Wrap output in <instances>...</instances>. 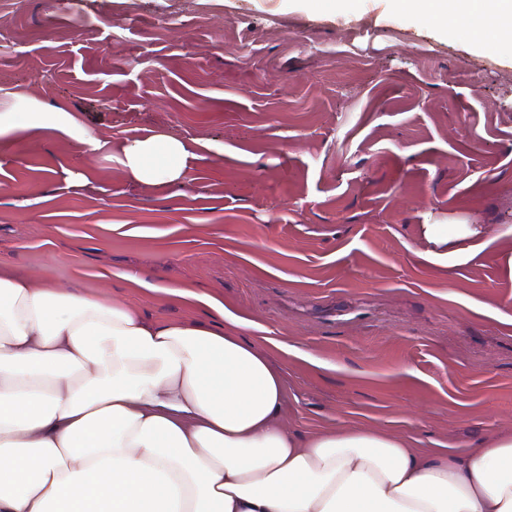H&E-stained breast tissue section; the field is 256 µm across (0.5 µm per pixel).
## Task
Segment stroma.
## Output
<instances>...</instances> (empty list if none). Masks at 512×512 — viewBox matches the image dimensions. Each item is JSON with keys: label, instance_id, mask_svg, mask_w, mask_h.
Here are the masks:
<instances>
[{"label": "stroma", "instance_id": "obj_1", "mask_svg": "<svg viewBox=\"0 0 512 512\" xmlns=\"http://www.w3.org/2000/svg\"><path fill=\"white\" fill-rule=\"evenodd\" d=\"M18 87L198 158L147 186L52 129L0 138L1 268L151 320L221 302L304 436L512 430V47L393 0H0V113ZM437 224L488 246L449 265Z\"/></svg>", "mask_w": 512, "mask_h": 512}]
</instances>
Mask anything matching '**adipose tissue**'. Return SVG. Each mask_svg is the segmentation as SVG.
<instances>
[{
    "label": "adipose tissue",
    "instance_id": "1",
    "mask_svg": "<svg viewBox=\"0 0 512 512\" xmlns=\"http://www.w3.org/2000/svg\"><path fill=\"white\" fill-rule=\"evenodd\" d=\"M394 2L512 43V0ZM45 127L102 147L65 108L0 113V137ZM111 158L159 185L194 153L155 133ZM209 307L154 321L0 271V512H512V432L462 455L363 429L299 437L275 423L282 371Z\"/></svg>",
    "mask_w": 512,
    "mask_h": 512
}]
</instances>
